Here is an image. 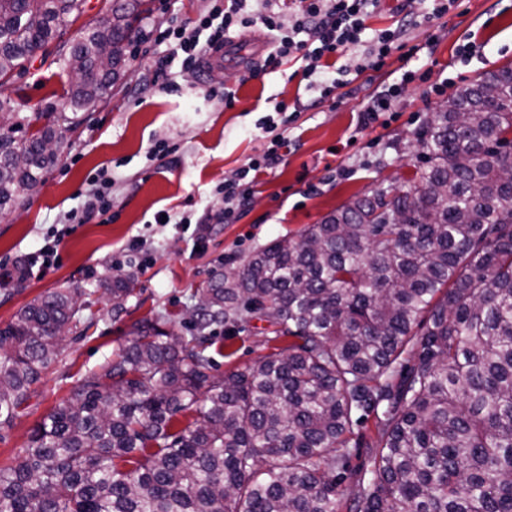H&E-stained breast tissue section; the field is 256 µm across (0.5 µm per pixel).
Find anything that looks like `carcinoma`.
<instances>
[{
    "mask_svg": "<svg viewBox=\"0 0 512 512\" xmlns=\"http://www.w3.org/2000/svg\"><path fill=\"white\" fill-rule=\"evenodd\" d=\"M149 0H112L58 64L73 111L104 102ZM85 0H0V79ZM0 101V211L56 165L47 124ZM417 146L414 188L356 198L203 290L189 335L158 321L35 425L0 466V512H512V66L459 87ZM120 309L133 280L107 282ZM75 293L0 327V428L61 355ZM275 316L277 347L214 374L211 327ZM374 422L372 466L351 460Z\"/></svg>",
    "mask_w": 512,
    "mask_h": 512,
    "instance_id": "obj_1",
    "label": "carcinoma"
}]
</instances>
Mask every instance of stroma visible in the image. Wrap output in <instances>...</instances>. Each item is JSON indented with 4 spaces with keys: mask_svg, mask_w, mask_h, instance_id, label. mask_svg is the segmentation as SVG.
Wrapping results in <instances>:
<instances>
[{
    "mask_svg": "<svg viewBox=\"0 0 512 512\" xmlns=\"http://www.w3.org/2000/svg\"><path fill=\"white\" fill-rule=\"evenodd\" d=\"M111 0H86L83 13L63 35L27 64L26 72L0 86L11 111L43 125L42 112L66 111L72 79L55 62L60 46L81 40L84 30L106 19ZM208 0H153L126 49V72L105 103L85 112L77 129H58L57 164L15 206L0 212V327L36 297L77 290L81 320L61 343V355L36 383L37 394L11 426L0 429V466L25 448L34 425L73 394L82 376L100 368L127 345L135 323L159 319L164 330L183 333V319L202 288L224 269L226 256L244 258L273 239L320 223L337 208L375 190L413 186L420 160L415 144L432 112L460 86L489 70L512 66V0H456L448 14L409 29L381 70L358 71L361 46L342 63L351 83L316 108L295 113L288 147L251 186L237 220L224 219V184L266 140L257 121L276 105L308 101L302 64L241 81L240 70L175 74V91L152 83L165 51L160 30L196 19ZM430 51H421V44ZM416 73L393 103L386 123L362 125L363 100L384 88L392 72ZM215 96H207V89ZM235 93L225 107L224 89ZM112 179V218L94 215L65 237L59 262L45 275L18 277L15 266L38 251L46 235L82 212L87 178ZM208 225L198 240L197 225ZM137 250H128L131 239ZM129 276L135 290L114 312L103 282ZM271 328L252 322L234 336L218 332L210 349L219 372H230L271 353Z\"/></svg>",
    "mask_w": 512,
    "mask_h": 512,
    "instance_id": "obj_1",
    "label": "stroma"
}]
</instances>
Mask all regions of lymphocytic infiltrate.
Returning <instances> with one entry per match:
<instances>
[{"instance_id":"1","label":"lymphocytic infiltrate","mask_w":512,"mask_h":512,"mask_svg":"<svg viewBox=\"0 0 512 512\" xmlns=\"http://www.w3.org/2000/svg\"><path fill=\"white\" fill-rule=\"evenodd\" d=\"M210 9L185 25L166 30L169 40L167 53L160 60L156 75L161 89L174 88L171 67L195 71L201 68L208 52L223 47L224 40L239 28L259 23L269 32L273 47L262 68L273 71L293 59L322 57L342 58L348 46L365 44L362 69L377 70L386 58L398 49L407 26L418 27L445 15L455 0H430L429 7L406 13L402 25L375 31L367 22L379 0H294L289 19H282L277 8L279 0H264L262 11H251L249 0H210ZM269 146L262 158L252 160L242 168L236 179L225 183L227 203L244 199L256 174L271 169L278 161L280 148L287 146V121L264 117L257 123Z\"/></svg>"}]
</instances>
